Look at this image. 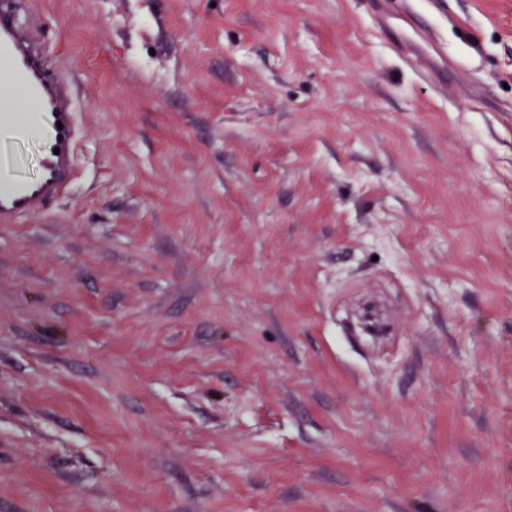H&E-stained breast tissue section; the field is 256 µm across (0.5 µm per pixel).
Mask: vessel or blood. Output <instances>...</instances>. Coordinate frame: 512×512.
Here are the masks:
<instances>
[{
    "mask_svg": "<svg viewBox=\"0 0 512 512\" xmlns=\"http://www.w3.org/2000/svg\"><path fill=\"white\" fill-rule=\"evenodd\" d=\"M24 7L25 0H0V71L11 79L0 92V224L43 214L81 177L75 153L82 127L73 87L38 34L20 25ZM33 127L42 132L41 167L35 178L23 179L10 146Z\"/></svg>",
    "mask_w": 512,
    "mask_h": 512,
    "instance_id": "1",
    "label": "vessel or blood"
}]
</instances>
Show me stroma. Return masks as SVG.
Wrapping results in <instances>:
<instances>
[{"label":"stroma","mask_w":512,"mask_h":512,"mask_svg":"<svg viewBox=\"0 0 512 512\" xmlns=\"http://www.w3.org/2000/svg\"><path fill=\"white\" fill-rule=\"evenodd\" d=\"M82 178L0 224V512H512L505 0H28Z\"/></svg>","instance_id":"stroma-1"}]
</instances>
